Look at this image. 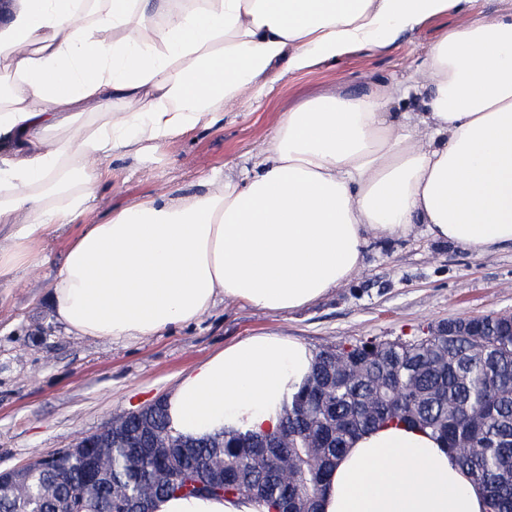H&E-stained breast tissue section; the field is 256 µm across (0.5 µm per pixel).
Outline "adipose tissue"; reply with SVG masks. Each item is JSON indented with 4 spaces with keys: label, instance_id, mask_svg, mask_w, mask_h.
<instances>
[{
    "label": "adipose tissue",
    "instance_id": "ef3b65f1",
    "mask_svg": "<svg viewBox=\"0 0 512 512\" xmlns=\"http://www.w3.org/2000/svg\"><path fill=\"white\" fill-rule=\"evenodd\" d=\"M472 0H0V278L33 266L88 210L117 155L146 160L282 75L387 45L449 12L417 69L421 140L371 84L284 113L252 174L161 188L79 225L51 282L77 336L134 342L200 320L217 299L269 312L346 283L375 239L425 225L482 255L512 245V7ZM313 353L284 336L229 344L166 398L174 435L273 429ZM484 494L431 433L389 425L342 454L318 512H483ZM153 512H269L243 496L172 495Z\"/></svg>",
    "mask_w": 512,
    "mask_h": 512
}]
</instances>
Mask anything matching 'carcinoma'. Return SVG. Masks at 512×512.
Returning a JSON list of instances; mask_svg holds the SVG:
<instances>
[{
    "mask_svg": "<svg viewBox=\"0 0 512 512\" xmlns=\"http://www.w3.org/2000/svg\"><path fill=\"white\" fill-rule=\"evenodd\" d=\"M473 336H445L431 328L408 340H365L315 352L306 384L284 407L271 432L222 431L205 442L172 434L165 407L127 416L130 429L149 425L176 452L169 468L224 479L210 496L239 495L292 512L317 508L326 478L349 442L388 423L429 431L442 440L451 461L485 492V512H512V329L499 317H473ZM288 484L264 461L265 442L283 427ZM467 442L468 454L456 445ZM109 466L98 449L52 460L33 473L26 499L0 494V512H59L63 503L88 498L89 512H113L115 493L134 507L147 495L199 492L164 480L150 482L156 463L135 459L112 439Z\"/></svg>",
    "mask_w": 512,
    "mask_h": 512,
    "instance_id": "cac0c4a2",
    "label": "carcinoma"
}]
</instances>
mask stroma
I'll use <instances>...</instances> for the list:
<instances>
[{
    "label": "stroma",
    "mask_w": 512,
    "mask_h": 512,
    "mask_svg": "<svg viewBox=\"0 0 512 512\" xmlns=\"http://www.w3.org/2000/svg\"><path fill=\"white\" fill-rule=\"evenodd\" d=\"M469 19L451 12L386 47H364L336 64L287 75L259 102L225 111L213 126L164 146L148 162L113 158L112 181L83 223L101 222L160 185L185 193L221 170L252 172L282 114L305 100L386 82L409 92L396 111H416L417 64L444 30ZM66 242L61 236L42 245L37 272L21 269L0 281V470L70 447L114 417L166 396L196 364L254 333L290 336L316 351L408 339L454 318L512 312L511 245L478 256L434 240L417 224L407 236L372 242L353 279L308 307L272 313L220 301L182 328L112 342L72 335L54 317L50 284Z\"/></svg>",
    "instance_id": "obj_1"
}]
</instances>
